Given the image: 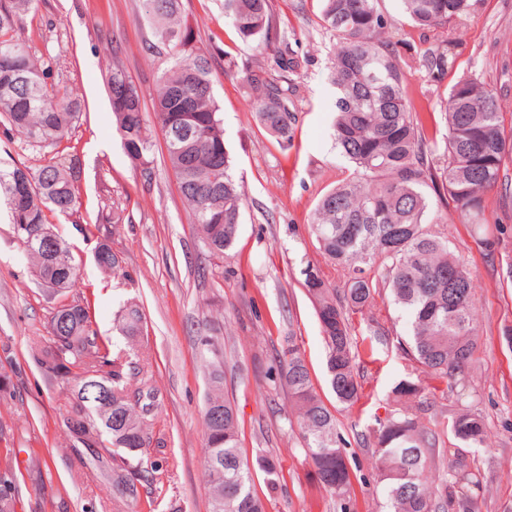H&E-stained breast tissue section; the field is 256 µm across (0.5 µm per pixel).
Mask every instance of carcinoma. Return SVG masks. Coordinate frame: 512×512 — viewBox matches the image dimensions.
Here are the masks:
<instances>
[{"label": "carcinoma", "mask_w": 512, "mask_h": 512, "mask_svg": "<svg viewBox=\"0 0 512 512\" xmlns=\"http://www.w3.org/2000/svg\"><path fill=\"white\" fill-rule=\"evenodd\" d=\"M38 0H0V135L20 136L31 146H55L71 132L80 102L55 91L50 64L35 57L21 21ZM474 0H402L405 17L424 33L447 36L426 49L422 66L443 75L455 63L458 26ZM155 20L154 37L171 52L152 109L165 140L167 159L181 198L190 210L199 241L216 256L232 248L244 203V189L224 141L222 109L211 82V56L195 49L194 29L180 13L179 0H145ZM224 16L238 35L255 44L260 59L242 78L250 92L259 127L288 148L298 121L297 85L290 74L298 62L280 48L286 42L272 0H224ZM321 26L336 35L329 57L336 87V147L353 172L324 193L310 227L323 254L345 272L342 297L313 264L301 274L316 306L326 344V373L336 401L354 407L363 383L353 352L349 314L361 312L383 285L407 312L410 354L433 379L466 390L465 378L480 338L474 322V280L454 257L449 241L434 230L425 189L439 202L451 201L472 226L486 256L495 260L500 238L488 230L485 196L503 181L512 136L503 123L502 93L475 77L455 82L442 104L447 126L443 144L426 138L424 123L407 91L405 67L393 49L392 22L377 0H322ZM278 70V78L269 71ZM108 99L122 148L136 166L149 163L154 141L141 95L125 71L115 66L106 79ZM79 170L52 156L37 169L0 166V199L6 202L17 239L29 255L35 276L53 293L75 285L70 246L47 222V213L72 218L81 203ZM94 261L106 274L121 268L108 240L97 243ZM144 317L131 299L122 307L118 329L126 346L110 349L93 329L90 303H63L51 312L49 342L38 362L65 382L74 398L67 419L70 432L94 456L112 448V484L131 500L137 482L156 462L142 449L152 439L150 416L156 393L137 346ZM280 384L294 403L305 456L322 487L344 497L351 479L336 431V417L315 390L293 337L279 355ZM139 386L132 387V381ZM399 409L379 422L376 464L390 512H449L458 504L474 509L481 481L459 449L448 453L441 477L430 481L441 434L449 430L466 448L484 444V422L462 412L437 431L420 426L421 385L408 374L392 389ZM206 448L212 512H265L251 487L250 467L238 440L237 413L224 396V370L212 365L205 400ZM257 465L270 489L279 485L278 463L260 457Z\"/></svg>", "instance_id": "obj_1"}]
</instances>
